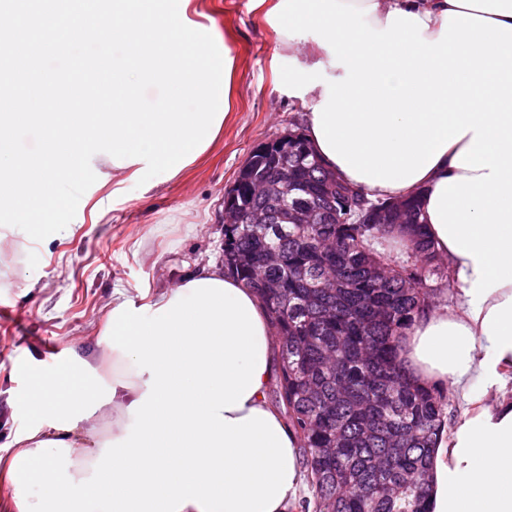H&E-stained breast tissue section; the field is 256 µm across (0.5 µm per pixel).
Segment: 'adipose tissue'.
<instances>
[{
	"label": "adipose tissue",
	"instance_id": "1",
	"mask_svg": "<svg viewBox=\"0 0 512 512\" xmlns=\"http://www.w3.org/2000/svg\"><path fill=\"white\" fill-rule=\"evenodd\" d=\"M274 26L302 42L316 153L370 198L420 195L452 271L454 306L429 307L401 351L422 385L467 404L435 451L429 512H512V397L488 394L512 379V0H286ZM105 319L110 381L75 352L30 374L26 404L49 431L8 461L17 512L298 506L300 441L268 401L276 342L252 289L205 269L142 307L115 296ZM104 418L111 443L89 446Z\"/></svg>",
	"mask_w": 512,
	"mask_h": 512
}]
</instances>
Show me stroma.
Here are the masks:
<instances>
[{
	"label": "stroma",
	"instance_id": "stroma-1",
	"mask_svg": "<svg viewBox=\"0 0 512 512\" xmlns=\"http://www.w3.org/2000/svg\"><path fill=\"white\" fill-rule=\"evenodd\" d=\"M278 0H193L212 19L235 59L232 108L210 149L175 178L144 185L111 161L82 196L68 231L33 241L0 226L12 245L0 257V459L34 427L22 403L29 379L17 355L53 370L70 352L90 355L114 289L141 306L185 274L224 264V196L261 144L303 127L304 108L288 82L302 56L284 46L267 20Z\"/></svg>",
	"mask_w": 512,
	"mask_h": 512
}]
</instances>
